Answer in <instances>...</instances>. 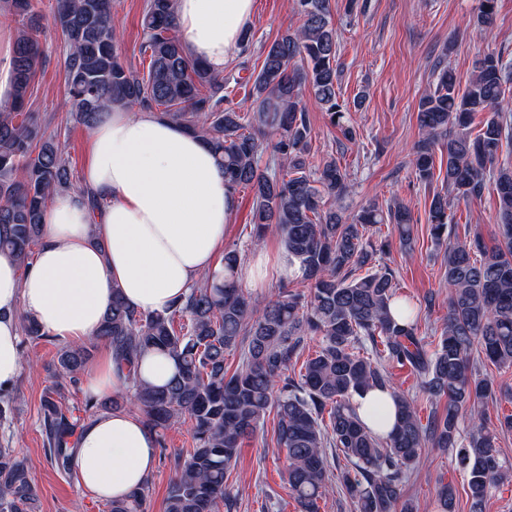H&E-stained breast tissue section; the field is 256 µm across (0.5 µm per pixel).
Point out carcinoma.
Masks as SVG:
<instances>
[{"instance_id": "obj_1", "label": "carcinoma", "mask_w": 512, "mask_h": 512, "mask_svg": "<svg viewBox=\"0 0 512 512\" xmlns=\"http://www.w3.org/2000/svg\"><path fill=\"white\" fill-rule=\"evenodd\" d=\"M477 2L476 28L486 34L495 28L498 0ZM5 3L28 27L14 43L13 100L0 109V252L28 266L42 243L43 211L55 194L81 191L93 210L101 203L77 183L59 136H45L39 115L28 110L42 59L36 4ZM295 6L299 25L265 45L260 68L244 78L232 71L217 75L186 52L173 0H145L138 51L146 66L140 69L117 53L112 0H52L65 46L70 118L91 131L112 107H137L200 137L224 169L227 185L252 193L251 244L277 237L299 259L308 293L282 288L276 299L259 305L241 288L243 254L237 248L224 251L222 272L196 282L165 314L141 313L113 289L94 336L113 349L127 385L115 399L86 396L85 417L74 415L62 398L65 390L78 388L90 348L59 349L53 386L40 407L45 455L59 471L71 472L85 419L123 401L143 413L159 438L177 421L192 430L194 448L175 460L165 512H233L229 475L244 441L272 414L277 446L285 451L288 493L300 512H319L328 493L329 448L347 462L338 479L354 512H396L398 506L414 512L412 503H400L403 486L430 445L457 449L470 512H485L507 473L482 408L493 385L477 376L471 354L478 348L493 365L512 367V157L502 156L503 144L512 141V113L502 107L512 60L494 53L478 57L463 90L443 68L419 101L416 177L433 180L434 148L446 157L445 191L433 194L428 220L431 237L443 248L448 320L431 347L418 335V312L398 294L392 270L359 274L377 253L370 239L376 225H391L400 245L411 247V209L373 202L347 216L336 208L351 190L347 171L332 156L312 161L303 91L346 140L356 132L338 100L330 0H296ZM232 86L248 89L249 107L230 99ZM479 113L486 118L474 133ZM489 182L497 194L494 223L501 235L490 248L479 237L459 239L452 228L454 201L481 197ZM312 338L317 349L303 362L299 379L286 377ZM368 346L372 358L365 355ZM151 351L170 357L176 367L162 386L138 376L141 357ZM236 351L239 362L230 373L227 355ZM384 362L413 373L430 403L448 398L446 411L422 421ZM370 388L394 399L396 423L386 436L375 434L354 405V397ZM149 485L147 480L111 501L110 512H147ZM36 500L27 459L0 444V512H34ZM454 504V488L440 485L433 512H454Z\"/></svg>"}]
</instances>
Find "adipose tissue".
<instances>
[{
    "mask_svg": "<svg viewBox=\"0 0 512 512\" xmlns=\"http://www.w3.org/2000/svg\"><path fill=\"white\" fill-rule=\"evenodd\" d=\"M255 0H175L188 51L215 73L238 49ZM84 186L102 206L90 215L79 192H62L45 209L43 240L30 267L0 254V393L17 383L23 360L17 311L66 343L88 340L112 303L113 289L145 313H167L201 276L219 271L217 254L237 196L212 152L197 137L150 111L113 107L92 130ZM110 347H103L86 389L105 398L124 389ZM376 433L395 423L389 393L354 398ZM157 463V438L137 415L116 410L83 429L75 472L100 499L126 497Z\"/></svg>",
    "mask_w": 512,
    "mask_h": 512,
    "instance_id": "1",
    "label": "adipose tissue"
}]
</instances>
